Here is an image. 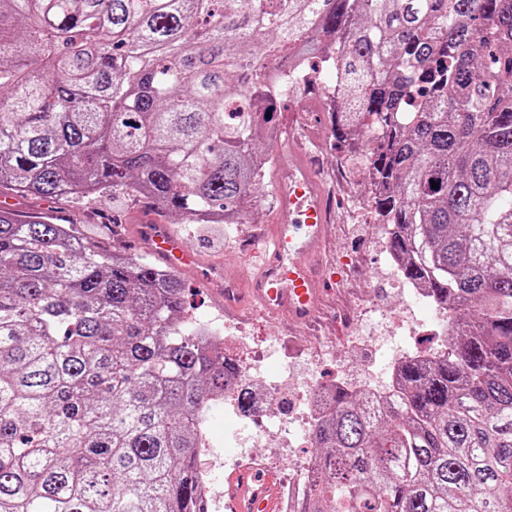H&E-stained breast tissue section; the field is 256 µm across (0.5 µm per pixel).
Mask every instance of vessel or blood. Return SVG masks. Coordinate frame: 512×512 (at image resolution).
I'll return each mask as SVG.
<instances>
[{
  "instance_id": "obj_1",
  "label": "vessel or blood",
  "mask_w": 512,
  "mask_h": 512,
  "mask_svg": "<svg viewBox=\"0 0 512 512\" xmlns=\"http://www.w3.org/2000/svg\"><path fill=\"white\" fill-rule=\"evenodd\" d=\"M279 222L272 228L273 248L263 266L241 290L224 270L211 280L222 289L224 303L233 307L250 292L267 310L287 311L298 322L312 319L320 304L315 257L328 234L323 194L314 171L300 158L288 163V180L276 189ZM142 232L151 250L165 265L180 269L195 263V255L162 224H146ZM232 512H279L275 473L242 468L224 480Z\"/></svg>"
}]
</instances>
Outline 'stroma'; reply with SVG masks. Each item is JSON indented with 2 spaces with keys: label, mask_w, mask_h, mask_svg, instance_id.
I'll return each instance as SVG.
<instances>
[{
  "label": "stroma",
  "mask_w": 512,
  "mask_h": 512,
  "mask_svg": "<svg viewBox=\"0 0 512 512\" xmlns=\"http://www.w3.org/2000/svg\"><path fill=\"white\" fill-rule=\"evenodd\" d=\"M278 123V144L296 136L306 155L317 154L323 160L320 181L336 214L323 257V273L333 280L334 286L324 295L319 325L313 332L292 324L286 315L264 311L247 298L233 318L246 323L251 341L268 336L286 337L285 351L265 357L261 372L266 377H275L282 370L286 355L291 354L311 363L316 379L326 383L342 375L371 378L389 363L392 348H356L350 346L349 338L381 327L384 314L399 303L400 295L395 275L386 262L381 231L365 221L370 188L368 171L354 164L341 165L340 152L323 112L303 92H294L281 104ZM286 169V164L277 165L258 197L252 200L246 223L225 225L224 247L220 250L204 246L202 226L181 223L179 215L163 216L145 203L123 197L78 202L67 197L45 200L11 194L7 200L15 211L45 213L64 220L78 218L93 231L101 225L113 224L122 234V247L135 256L151 253L141 232L143 224L171 226L198 259L196 266L180 273L189 311L208 317L224 311L217 289L204 282L210 269L227 268L244 283L259 272L266 257L263 236L278 221L274 187L284 178Z\"/></svg>",
  "instance_id": "1"
}]
</instances>
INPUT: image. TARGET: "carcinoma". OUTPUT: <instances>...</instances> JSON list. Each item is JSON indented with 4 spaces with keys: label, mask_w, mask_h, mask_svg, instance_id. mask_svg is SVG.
Returning <instances> with one entry per match:
<instances>
[{
    "label": "carcinoma",
    "mask_w": 512,
    "mask_h": 512,
    "mask_svg": "<svg viewBox=\"0 0 512 512\" xmlns=\"http://www.w3.org/2000/svg\"><path fill=\"white\" fill-rule=\"evenodd\" d=\"M300 62L454 336L383 413L334 389L297 512H512V0H0V194L243 224ZM235 370L175 271L0 210V512H204Z\"/></svg>",
    "instance_id": "obj_1"
}]
</instances>
